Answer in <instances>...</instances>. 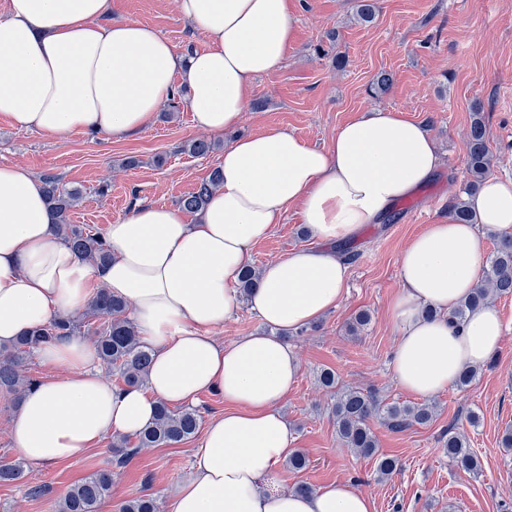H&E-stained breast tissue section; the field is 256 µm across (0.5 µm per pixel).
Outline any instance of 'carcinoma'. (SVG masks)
I'll list each match as a JSON object with an SVG mask.
<instances>
[{"instance_id":"carcinoma-1","label":"carcinoma","mask_w":512,"mask_h":512,"mask_svg":"<svg viewBox=\"0 0 512 512\" xmlns=\"http://www.w3.org/2000/svg\"><path fill=\"white\" fill-rule=\"evenodd\" d=\"M467 147L466 180L461 195L456 197L451 207L452 217L460 224L473 222V212L466 196L482 184L489 170L486 126L478 115L470 125ZM215 149L216 143L207 138H196L182 147V151L195 157L206 156ZM222 181V172L213 169L206 179L178 199L179 207L190 213L201 211ZM42 182L60 240L84 260L96 265L105 263L109 254L103 234L87 225L69 223V212L79 199V191L67 188L61 177L54 174L43 176ZM491 291L498 296L512 295V235L497 237L496 248L488 258L481 285L452 313V317L463 319L468 311L485 303ZM127 312L125 300L101 289L93 297L87 315L101 318L103 322L95 324L62 315L24 334L10 346L0 349V391L21 401L37 384V380L22 374L26 356L45 343L62 336H74L83 330L93 338L97 356L108 370L118 375L127 386L144 384L153 355L141 342L137 327ZM319 383L335 395L332 414L336 418L338 439L356 454L375 459V471L380 479L394 476L400 470V464L397 458L378 453L370 421L378 417L392 430L404 431L416 425L425 426L435 417L434 406L429 404H387L360 388L341 387L335 372L328 369L320 372ZM199 420L200 415L195 408L173 410L162 403L157 407L153 422L135 435L134 447H129L126 437L114 443L112 462L120 467L129 462L140 448L188 440L197 432ZM440 441L442 454L456 466L473 473L478 471L479 460L465 435L450 428ZM22 471L19 462L1 463L0 483L18 480ZM111 487L112 469H99L69 489L59 502L58 512H99ZM121 512H159V506L153 497L140 496L125 501Z\"/></svg>"}]
</instances>
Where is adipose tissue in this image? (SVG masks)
Returning <instances> with one entry per match:
<instances>
[{
  "mask_svg": "<svg viewBox=\"0 0 512 512\" xmlns=\"http://www.w3.org/2000/svg\"><path fill=\"white\" fill-rule=\"evenodd\" d=\"M179 12L206 37L204 51L179 54L156 30L113 20L112 0H9L0 15V115L47 137L123 140L149 129L183 88L194 128L223 137L240 125L254 81L283 62L297 16L289 0H179ZM439 165L426 124L394 110L359 111L321 148L268 125L228 142L223 181L203 210L139 205L108 225L110 259L93 265L57 237L41 182L1 164L0 345L85 308L104 288L128 301L153 351L145 385L116 388L83 339L44 345L49 373L12 421L18 455L33 466L75 459L109 434L138 433L159 403L216 393L225 409L172 488L173 512H375L371 496L344 482L308 494L276 487L294 443L278 405L302 369L286 336L344 299L350 267L336 242L380 223ZM470 206L474 223L440 219L400 254L392 370L417 396L452 388L503 338L493 303L459 321L450 315L479 283L480 228L512 231V180L487 178ZM294 207L312 243L267 263L241 298L253 245ZM244 301L269 332L220 342L214 328Z\"/></svg>",
  "mask_w": 512,
  "mask_h": 512,
  "instance_id": "adipose-tissue-1",
  "label": "adipose tissue"
}]
</instances>
